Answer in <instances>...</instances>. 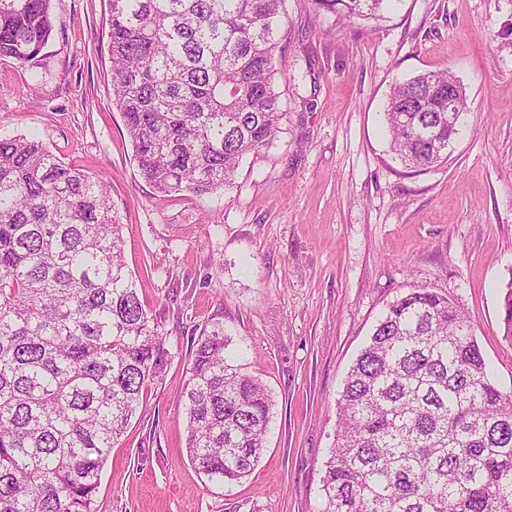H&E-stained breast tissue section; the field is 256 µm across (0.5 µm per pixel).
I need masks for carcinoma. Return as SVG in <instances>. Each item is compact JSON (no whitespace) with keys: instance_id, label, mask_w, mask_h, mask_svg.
Wrapping results in <instances>:
<instances>
[{"instance_id":"carcinoma-1","label":"carcinoma","mask_w":512,"mask_h":512,"mask_svg":"<svg viewBox=\"0 0 512 512\" xmlns=\"http://www.w3.org/2000/svg\"><path fill=\"white\" fill-rule=\"evenodd\" d=\"M113 105L141 176L203 198L285 118L275 64L285 0H110ZM400 0H317L346 19ZM53 0H0V58L44 68ZM455 111H448V89ZM465 88L446 70L390 88V151L436 166ZM105 180L40 141L0 139V512H95L110 448L167 349L126 268ZM512 344V281L501 301ZM224 327L197 339L180 393L186 453L217 485L249 475L272 399L234 364ZM320 512H512V391L492 379L469 317L434 291L394 300L347 373Z\"/></svg>"}]
</instances>
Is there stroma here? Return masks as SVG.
I'll return each instance as SVG.
<instances>
[{"mask_svg":"<svg viewBox=\"0 0 512 512\" xmlns=\"http://www.w3.org/2000/svg\"><path fill=\"white\" fill-rule=\"evenodd\" d=\"M109 0H55L41 79L0 59V138L36 133L106 177L124 255L170 357L101 471L97 512H320L336 400L387 305L414 290L472 318L501 390L512 344V0H402L348 22L286 0L276 84L286 113L233 185L205 198L146 182L112 105ZM448 69L468 96L447 159L412 172L389 151L395 79ZM221 324L274 407L253 473L231 486L189 463L177 399L203 329Z\"/></svg>","mask_w":512,"mask_h":512,"instance_id":"stroma-1","label":"stroma"}]
</instances>
